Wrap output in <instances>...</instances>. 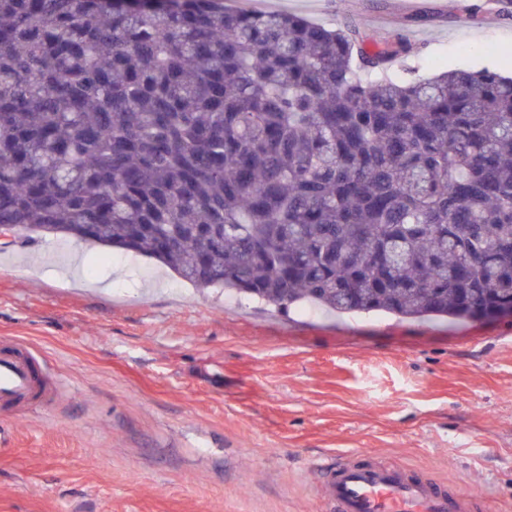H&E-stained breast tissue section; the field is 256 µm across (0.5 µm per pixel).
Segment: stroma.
Returning a JSON list of instances; mask_svg holds the SVG:
<instances>
[{"label": "stroma", "instance_id": "stroma-1", "mask_svg": "<svg viewBox=\"0 0 512 512\" xmlns=\"http://www.w3.org/2000/svg\"><path fill=\"white\" fill-rule=\"evenodd\" d=\"M413 48L398 80L512 76V0H234ZM0 240V338L67 395L0 417V512H330L319 464L356 450L512 512V317L278 310L197 289L144 255Z\"/></svg>", "mask_w": 512, "mask_h": 512}]
</instances>
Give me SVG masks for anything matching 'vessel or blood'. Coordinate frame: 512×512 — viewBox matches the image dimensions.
<instances>
[{
	"instance_id": "obj_1",
	"label": "vessel or blood",
	"mask_w": 512,
	"mask_h": 512,
	"mask_svg": "<svg viewBox=\"0 0 512 512\" xmlns=\"http://www.w3.org/2000/svg\"><path fill=\"white\" fill-rule=\"evenodd\" d=\"M64 394L43 357L17 338L0 339V412L32 404L54 406ZM324 494L334 512H472L461 487L406 472L361 454L337 461L325 479Z\"/></svg>"
}]
</instances>
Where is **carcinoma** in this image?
Wrapping results in <instances>:
<instances>
[{"label": "carcinoma", "mask_w": 512, "mask_h": 512, "mask_svg": "<svg viewBox=\"0 0 512 512\" xmlns=\"http://www.w3.org/2000/svg\"><path fill=\"white\" fill-rule=\"evenodd\" d=\"M224 0H0V225L276 309L512 303V78Z\"/></svg>", "instance_id": "carcinoma-1"}]
</instances>
